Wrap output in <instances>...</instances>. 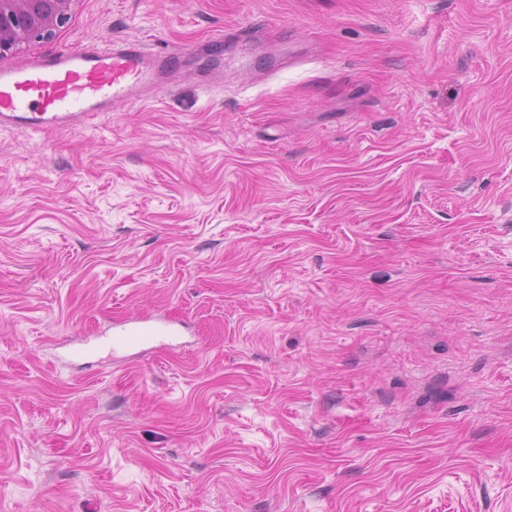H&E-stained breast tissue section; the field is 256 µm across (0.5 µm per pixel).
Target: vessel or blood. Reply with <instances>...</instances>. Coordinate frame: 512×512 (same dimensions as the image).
I'll use <instances>...</instances> for the list:
<instances>
[{"instance_id":"obj_1","label":"vessel or blood","mask_w":512,"mask_h":512,"mask_svg":"<svg viewBox=\"0 0 512 512\" xmlns=\"http://www.w3.org/2000/svg\"><path fill=\"white\" fill-rule=\"evenodd\" d=\"M171 59L129 39L0 71V127L40 132L85 126L116 106L160 97ZM179 333L176 323L162 318L118 322L112 326V348L132 349Z\"/></svg>"}]
</instances>
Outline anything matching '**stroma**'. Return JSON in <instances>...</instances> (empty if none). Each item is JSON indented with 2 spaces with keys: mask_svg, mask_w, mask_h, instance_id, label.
Instances as JSON below:
<instances>
[{
  "mask_svg": "<svg viewBox=\"0 0 512 512\" xmlns=\"http://www.w3.org/2000/svg\"><path fill=\"white\" fill-rule=\"evenodd\" d=\"M131 38L160 99L0 129V512H512V0H75L0 69ZM112 351L132 349L154 342L161 337L180 336L176 323L162 318L135 319L112 326Z\"/></svg>",
  "mask_w": 512,
  "mask_h": 512,
  "instance_id": "35a3bbf8",
  "label": "stroma"
}]
</instances>
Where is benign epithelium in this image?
Wrapping results in <instances>:
<instances>
[{
  "mask_svg": "<svg viewBox=\"0 0 512 512\" xmlns=\"http://www.w3.org/2000/svg\"><path fill=\"white\" fill-rule=\"evenodd\" d=\"M73 0H0V58L52 38L69 18Z\"/></svg>",
  "mask_w": 512,
  "mask_h": 512,
  "instance_id": "7a95c632",
  "label": "benign epithelium"
}]
</instances>
